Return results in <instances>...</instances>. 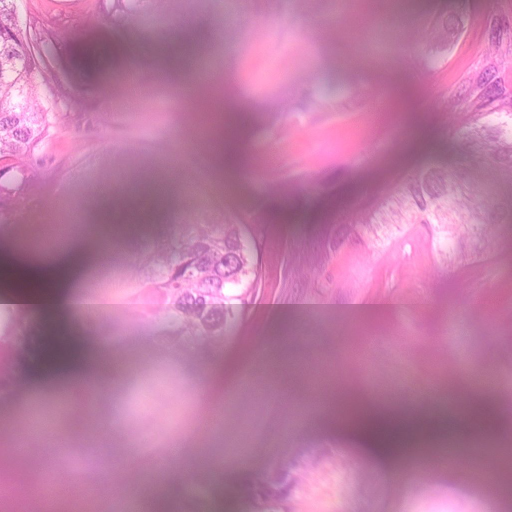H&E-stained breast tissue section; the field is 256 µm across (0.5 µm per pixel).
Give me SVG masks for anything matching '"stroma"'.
I'll return each instance as SVG.
<instances>
[{
  "label": "stroma",
  "instance_id": "1",
  "mask_svg": "<svg viewBox=\"0 0 512 512\" xmlns=\"http://www.w3.org/2000/svg\"><path fill=\"white\" fill-rule=\"evenodd\" d=\"M234 0H171L162 23L115 28L112 0H16L21 32L49 30L33 74L46 138L25 161L0 156V259L37 250L65 271L73 292L114 298L113 309L76 322L42 319V342L102 346L93 386L71 387L69 415L44 427L97 483L81 512H140L167 493L173 512H267L246 502L275 467L288 469L276 512H512V487L491 500L457 464L435 474L375 456L336 420L331 401H311L310 379L343 386L378 406H421L408 386L439 390L433 413L469 412V395L496 386L512 397V224H492L495 247L460 268L442 267L436 235L403 224L375 236L336 228L374 208L416 170L459 166L448 129L449 98L487 61L494 23L512 40V0H251L247 20L217 30ZM463 30L436 66L403 36L431 18ZM208 85L167 70L185 44ZM226 91L243 162L218 176L196 138L194 99ZM288 102L285 112L274 111ZM204 207L214 221H244L261 279L235 300L239 319L220 349L183 354L131 326L127 313L155 309L147 297L112 294L129 255ZM105 212L96 230L85 218ZM182 384L144 399L160 364ZM29 358L14 397L0 399V477L15 474V501L31 499L48 447L15 455L17 429L57 399ZM492 435L425 440L484 448L512 472V409Z\"/></svg>",
  "mask_w": 512,
  "mask_h": 512
}]
</instances>
